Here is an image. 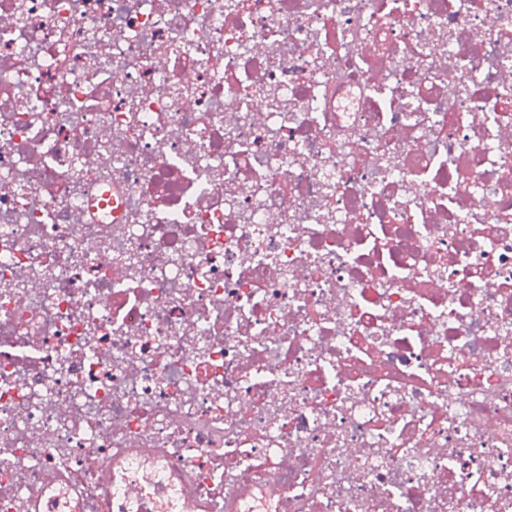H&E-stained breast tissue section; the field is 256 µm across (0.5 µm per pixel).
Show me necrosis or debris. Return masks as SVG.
I'll return each instance as SVG.
<instances>
[{
	"mask_svg": "<svg viewBox=\"0 0 512 512\" xmlns=\"http://www.w3.org/2000/svg\"><path fill=\"white\" fill-rule=\"evenodd\" d=\"M512 512V0H0V512Z\"/></svg>",
	"mask_w": 512,
	"mask_h": 512,
	"instance_id": "1",
	"label": "necrosis or debris"
}]
</instances>
